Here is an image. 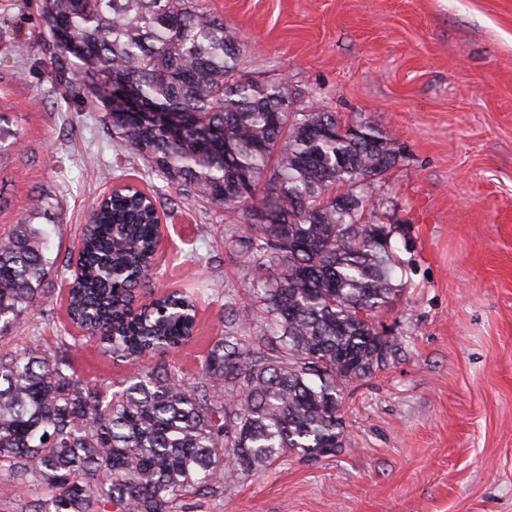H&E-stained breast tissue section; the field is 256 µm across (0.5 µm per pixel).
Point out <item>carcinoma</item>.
Returning <instances> with one entry per match:
<instances>
[{
    "instance_id": "carcinoma-1",
    "label": "carcinoma",
    "mask_w": 512,
    "mask_h": 512,
    "mask_svg": "<svg viewBox=\"0 0 512 512\" xmlns=\"http://www.w3.org/2000/svg\"><path fill=\"white\" fill-rule=\"evenodd\" d=\"M41 11L59 78L133 102L107 112L113 134L156 176L243 218L225 244L254 276L194 386L162 362L108 394L72 369L64 336L53 350H0V485L40 486L28 512H188L284 455L335 454L344 390L389 351L374 316L398 292L392 229L363 217L366 190L398 162L394 140L299 104L286 79L239 75L241 39L198 0H42ZM156 233L153 209L129 193L83 240L68 316L116 360L192 337L183 296L128 305ZM43 245L32 224L0 239L1 339L45 302ZM254 322L251 352L238 328Z\"/></svg>"
}]
</instances>
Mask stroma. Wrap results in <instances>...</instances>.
I'll return each mask as SVG.
<instances>
[{
  "mask_svg": "<svg viewBox=\"0 0 512 512\" xmlns=\"http://www.w3.org/2000/svg\"><path fill=\"white\" fill-rule=\"evenodd\" d=\"M201 2L243 38L239 75L287 78L303 101L394 140L400 158L366 213L393 228L400 293L375 317L385 365L345 390L342 448L281 458L192 512H512V0ZM77 83L56 76L41 0H0V237L43 230L50 294L0 345L46 349L71 334L74 371L99 385L155 363L113 361L67 316L92 207L129 182L164 218L137 298L194 296L192 341L160 359L195 383L252 279L224 246L241 218L158 178Z\"/></svg>",
  "mask_w": 512,
  "mask_h": 512,
  "instance_id": "stroma-1",
  "label": "stroma"
}]
</instances>
